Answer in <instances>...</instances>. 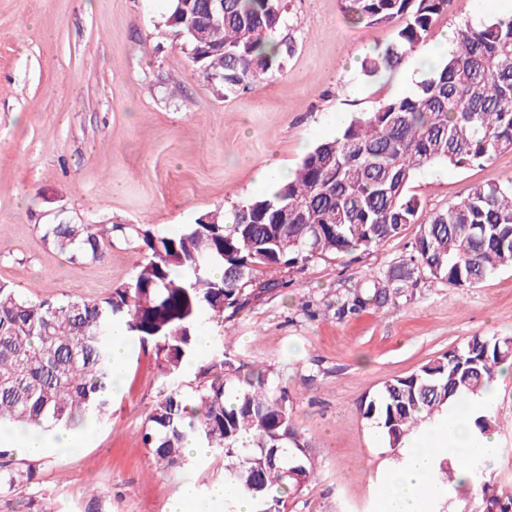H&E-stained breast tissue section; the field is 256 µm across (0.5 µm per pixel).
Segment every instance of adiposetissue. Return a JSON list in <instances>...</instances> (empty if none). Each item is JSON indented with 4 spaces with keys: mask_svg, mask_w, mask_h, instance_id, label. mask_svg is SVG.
<instances>
[{
    "mask_svg": "<svg viewBox=\"0 0 512 512\" xmlns=\"http://www.w3.org/2000/svg\"><path fill=\"white\" fill-rule=\"evenodd\" d=\"M494 393L490 387L466 398L462 406L446 411L430 424L427 438L410 440L412 453L406 465L392 470L390 492L383 501L382 512H423L421 488L435 461L443 455L484 457L494 453L495 437L475 436L473 427L474 419L484 414Z\"/></svg>",
    "mask_w": 512,
    "mask_h": 512,
    "instance_id": "obj_1",
    "label": "adipose tissue"
}]
</instances>
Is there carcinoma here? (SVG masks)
<instances>
[{"instance_id": "carcinoma-1", "label": "carcinoma", "mask_w": 512, "mask_h": 512, "mask_svg": "<svg viewBox=\"0 0 512 512\" xmlns=\"http://www.w3.org/2000/svg\"><path fill=\"white\" fill-rule=\"evenodd\" d=\"M351 23L404 24L394 42L360 62L374 76L392 70L426 39L452 0H343ZM285 0H224L211 16L209 0H172L168 19L183 33L197 71L226 93L257 88L280 71L293 45L275 38ZM454 48L433 65L416 90L387 99L353 118L340 136L320 143L295 177L274 195L229 210L207 212L211 223L183 231L144 224H44L42 243L73 265L103 257L112 233L146 247L134 278L103 299L33 302L0 282V425L14 439L97 423L108 416L119 376L105 356L112 326L122 323L140 346L154 343L165 379L143 436L169 473L197 464L191 443L224 456V476L251 512H286V498L318 476L307 441L297 432L288 390L269 372L216 353L214 377L182 395L177 379L194 356L199 320L241 311L266 285L262 266L307 264L352 253L396 237L416 222L409 186L418 170L462 167L512 150V16L454 33ZM288 223H282L283 213ZM294 243L280 251L278 239ZM415 259L458 288H472L512 266V176L477 185L421 225ZM223 269L216 276V269ZM512 362V337L474 336L417 371L384 382L365 404L379 435L399 447L453 402L490 386ZM18 449L0 448V491L36 484L37 465L16 462ZM457 485L440 460L425 491L440 497Z\"/></svg>"}]
</instances>
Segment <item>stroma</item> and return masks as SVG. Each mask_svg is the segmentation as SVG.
<instances>
[{"mask_svg": "<svg viewBox=\"0 0 512 512\" xmlns=\"http://www.w3.org/2000/svg\"><path fill=\"white\" fill-rule=\"evenodd\" d=\"M278 37L294 50L256 89L226 96L192 65L166 26L170 0H0V280L32 301L100 299L129 282L145 248L113 235L99 261L74 266L45 247L40 225L146 224L181 231L216 208L268 198L319 143L376 102L411 94L425 59L471 20L453 0L419 50L396 69L364 76L360 61L390 44L396 25L349 24L343 0H286ZM512 173V152L464 168L420 169L410 192L417 221L382 245L305 266L264 267L273 288L231 317L185 367L184 394L207 381L215 349L269 369L293 398V418L320 463L288 512H378L386 473L405 448L389 447L364 403L393 377L475 336H512V267L459 289L413 258L421 224L479 184ZM154 346H130L109 417L80 451L49 449L36 491L62 512H169L180 489L208 496L224 458L207 454L183 474L163 472L142 437L162 376ZM498 448L484 487L450 488L425 512H482L483 497L512 500V376L492 399Z\"/></svg>", "mask_w": 512, "mask_h": 512, "instance_id": "obj_1", "label": "stroma"}]
</instances>
